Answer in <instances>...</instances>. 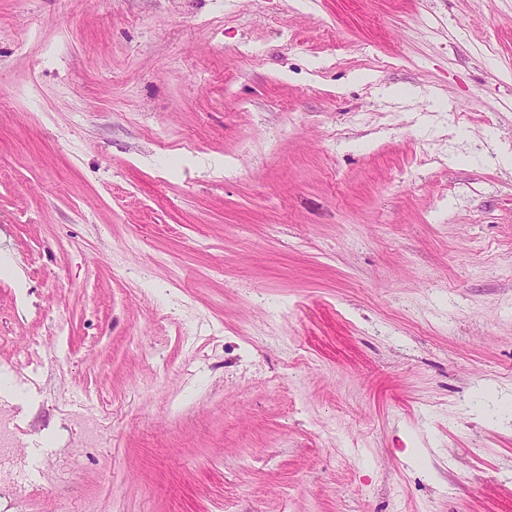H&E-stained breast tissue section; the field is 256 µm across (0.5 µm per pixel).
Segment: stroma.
<instances>
[{"mask_svg":"<svg viewBox=\"0 0 512 512\" xmlns=\"http://www.w3.org/2000/svg\"><path fill=\"white\" fill-rule=\"evenodd\" d=\"M1 400L0 512H512V0H0ZM9 414L0 409V481L15 482L20 471L14 466V459L6 448H13V442L8 431Z\"/></svg>","mask_w":512,"mask_h":512,"instance_id":"obj_1","label":"stroma"}]
</instances>
